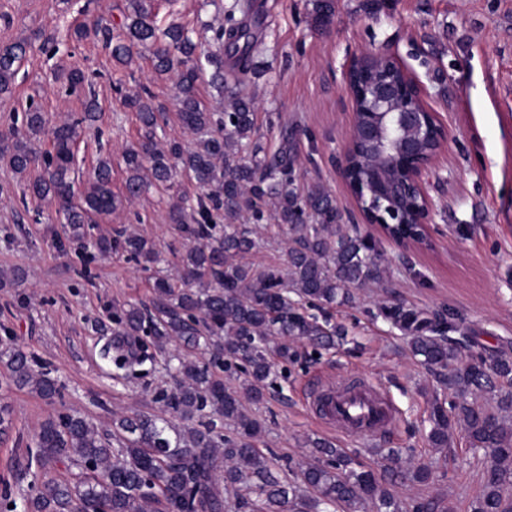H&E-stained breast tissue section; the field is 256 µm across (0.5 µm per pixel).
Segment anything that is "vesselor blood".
I'll return each mask as SVG.
<instances>
[{
	"mask_svg": "<svg viewBox=\"0 0 512 512\" xmlns=\"http://www.w3.org/2000/svg\"><path fill=\"white\" fill-rule=\"evenodd\" d=\"M319 393L326 418L344 434L371 438L394 419L390 400L379 386L367 383L343 391L327 382Z\"/></svg>",
	"mask_w": 512,
	"mask_h": 512,
	"instance_id": "vessel-or-blood-1",
	"label": "vessel or blood"
}]
</instances>
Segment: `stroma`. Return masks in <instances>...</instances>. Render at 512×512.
Listing matches in <instances>:
<instances>
[{
  "label": "stroma",
  "instance_id": "35a3bbf8",
  "mask_svg": "<svg viewBox=\"0 0 512 512\" xmlns=\"http://www.w3.org/2000/svg\"><path fill=\"white\" fill-rule=\"evenodd\" d=\"M231 2L157 0V24L180 23L206 42L223 18L222 6ZM254 2L263 25L245 90L257 99L262 146L275 151L282 128L292 130L299 190L318 185L329 192L344 230L372 234L389 268L388 288L357 290L352 303L330 311L331 321L347 329L345 340L317 352L298 342L300 356L289 365L287 380L253 410L265 425L258 446L277 456L279 477L310 460V439L328 440L375 471L392 450L402 471L425 465L433 473L425 486L397 482L401 500L441 498L454 512H471L490 458L461 435L447 454L430 447L429 399L439 385L411 358L403 332L378 317L377 307L400 302L423 312L455 310L460 319L454 337L463 355L503 347L512 353V0H384L371 15L361 10V0H335L334 18L324 27L313 21L312 0ZM127 5L0 0V43L39 29L58 48L53 56L37 49L27 56L12 93L0 97V131L21 125L31 102L52 125L81 112V100L66 94L55 73L62 64L82 69L97 83L100 112L77 143L76 163L81 173H90L101 151H110L116 191L125 178L122 150L140 139L142 129L114 83L129 90L148 86L164 105L156 130L160 142L187 148L194 140L179 120L173 82L155 77L150 57L120 68L101 39L69 35L83 21L106 25L119 19ZM368 51L400 59L447 132L445 151L422 175L432 203L426 244L404 246L370 232L338 171L352 122L343 71L351 57ZM15 183L13 170L0 160V269L19 267L27 274L20 288H0V342H14L49 364L63 398L50 404L28 390L0 386V404L10 406L12 418L11 429L0 434V477L10 480L48 416L78 409L107 426L133 410H158L155 392L173 384L160 364L142 379L113 380L111 366L99 356L107 334L95 328V317L112 303L146 299V273L124 255L90 259L63 243L55 207L21 203ZM167 202L164 187H150L96 230L108 235L131 227L154 241L163 268L172 269L188 241L169 223ZM327 379L381 385L392 401L393 424L373 439L338 434L312 404L315 389Z\"/></svg>",
  "mask_w": 512,
  "mask_h": 512
}]
</instances>
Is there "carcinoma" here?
I'll return each mask as SVG.
<instances>
[{"label": "carcinoma", "mask_w": 512, "mask_h": 512, "mask_svg": "<svg viewBox=\"0 0 512 512\" xmlns=\"http://www.w3.org/2000/svg\"><path fill=\"white\" fill-rule=\"evenodd\" d=\"M116 29L79 23L74 37L103 35L117 66L128 67L147 51L156 76L174 81L179 118L196 136L195 147L156 141L164 106L148 88L126 95L144 130L125 147L123 189L112 190V159L98 160L83 189L75 190V146L100 109L78 69L62 65L58 78L66 92L83 96V112L47 128V117L31 102L20 127L0 132V159L19 175L22 196L58 204L66 238L101 255L122 253L143 270L158 261L155 245L127 228L112 236L90 237L98 219L112 215L148 186L162 185L177 196L168 218L194 245L180 255L174 271L150 276L149 302L112 305L111 340L101 350L116 370L137 372L162 359L173 371L174 386L156 393L158 413L135 412L112 422L108 432L86 415L70 412L45 419L27 448L19 476L32 474L22 512H226V495L245 512H450L444 500L405 503L391 490L399 472L388 458L383 476L364 470L331 443L310 440L317 456L299 466L298 480L274 475V458L258 448L263 433L244 402L261 403L277 385L275 361L297 360L292 342L307 339L319 347L344 335L325 333L302 306L323 308L353 301L352 289L387 287L386 265L376 245L337 224L331 196L322 189L302 195L288 133L268 153L258 134L256 101L245 94L255 33L234 10L225 13L207 48L178 24L160 29L154 0H130ZM334 0H314L316 22L334 15ZM40 32L0 45V96L12 92L20 65ZM215 68L224 89V111L207 110L198 97L202 62ZM51 146H40V135ZM384 163L374 148L356 145L349 159L353 182L366 168ZM186 174L202 190L196 205L179 195L178 176ZM274 205V220L288 228V266L261 269L245 262L258 248V227ZM379 315L409 336L411 356L451 396L430 399L428 441L447 452L454 432L473 448H490L483 490L473 512H512L505 489L512 484V356L483 354L465 365L456 341L448 337L445 313L424 317L401 304L378 307ZM0 377L40 398L61 397L52 370L12 344L0 346ZM197 421L178 428L173 419ZM234 427L230 437L217 422Z\"/></svg>", "instance_id": "carcinoma-1"}]
</instances>
